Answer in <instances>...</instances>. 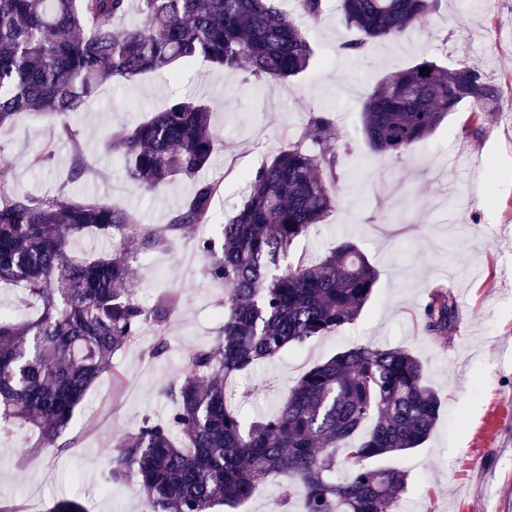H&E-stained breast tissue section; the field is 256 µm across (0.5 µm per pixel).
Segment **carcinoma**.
<instances>
[{
	"label": "carcinoma",
	"instance_id": "cac0c4a2",
	"mask_svg": "<svg viewBox=\"0 0 512 512\" xmlns=\"http://www.w3.org/2000/svg\"><path fill=\"white\" fill-rule=\"evenodd\" d=\"M277 0H0V134L17 114L58 119L54 132L76 140L66 117L85 110L113 77L132 81L173 64L199 60L233 76L243 68L287 83L310 66L306 31ZM439 0H339L346 28L370 42L395 40L427 21ZM298 13L321 18L325 0H296ZM138 21L121 35L117 19ZM427 71L420 72L421 68ZM499 85L481 67L423 59L385 74L361 111V135L374 155L398 156L431 136L463 105L492 112ZM333 113L308 110L305 147L289 142L247 175L248 192L222 236L200 242L207 277L224 284V325L216 344L196 349L166 395L163 417L147 416L123 434L110 478L138 479L146 512H210L250 498L269 474L288 480L270 512H398L407 474L366 461L410 452L434 430L438 394L425 382L424 362L407 350L355 347L306 369L274 416L245 423L226 392L228 379L258 362L304 346L353 323L369 302L378 274L350 240L317 262L280 268L294 242L322 223L337 204L336 154L324 147ZM126 178L159 193L172 180H194L189 197L163 228L130 230L125 210L110 202L76 201L61 192L34 199L7 188L0 164V283L22 286L18 303H36L35 318L0 311V433L18 423L38 432L36 448L57 447L84 397L103 375L119 385L114 356L141 327L166 332L176 296L163 290L143 306L130 293L134 259L166 249L170 234L191 236L213 218L221 182L196 178L221 148L209 109L175 98L161 112L105 142ZM112 240L108 254L79 259L73 240ZM448 290L432 289L424 329L437 336L454 326ZM49 512H86L61 498Z\"/></svg>",
	"mask_w": 512,
	"mask_h": 512
}]
</instances>
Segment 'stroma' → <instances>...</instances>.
I'll return each mask as SVG.
<instances>
[{
    "instance_id": "35a3bbf8",
    "label": "stroma",
    "mask_w": 512,
    "mask_h": 512,
    "mask_svg": "<svg viewBox=\"0 0 512 512\" xmlns=\"http://www.w3.org/2000/svg\"><path fill=\"white\" fill-rule=\"evenodd\" d=\"M301 25L315 54L310 68L291 82L246 71L230 77L204 61L189 68L177 64L132 82L103 83L90 110L71 120L78 145L51 141L48 120L28 114L0 136V159L17 192L45 197L67 186L78 199L124 208L131 225L155 227L168 224L191 193L192 180L177 178L158 195L144 192L105 153V139L199 88L224 142L204 172L223 186L211 224L196 237L174 238L168 249L138 255L129 285L147 306L160 289L177 293L165 354L149 356L158 337L145 327L114 358L123 383L100 378L52 452H35L37 434L30 426L1 434L0 503L47 512L56 498L76 495L88 512H142L135 481H111L109 459L122 434L146 415L167 413L165 391L179 378L185 358L213 344L224 322V287L206 276L198 241L220 236L243 199L244 174L285 139L300 137L307 109L330 106L335 125L326 147L337 153L338 204L290 253L314 259L348 239L376 268L378 281L354 323L259 362L232 381L243 417L251 422L275 414L302 371L338 351L409 350L425 363L426 380L442 399L441 417L421 448L377 458V465L407 473L408 512H512V0H441L430 23L356 54L342 48L356 34L342 25L337 0H327L319 21ZM422 58L483 67L502 89L499 111L476 115L465 105L403 154L369 153L358 133L363 100L383 74ZM48 142L52 160L34 165V154ZM77 149L94 174L72 183ZM439 285L450 292L458 318L444 338L422 324L427 295Z\"/></svg>"
}]
</instances>
